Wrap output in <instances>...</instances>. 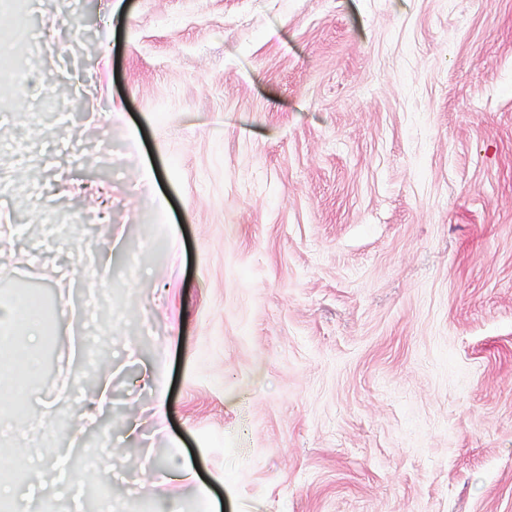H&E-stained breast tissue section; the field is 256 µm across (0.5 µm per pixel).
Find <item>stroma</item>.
I'll return each mask as SVG.
<instances>
[{"label":"stroma","mask_w":512,"mask_h":512,"mask_svg":"<svg viewBox=\"0 0 512 512\" xmlns=\"http://www.w3.org/2000/svg\"><path fill=\"white\" fill-rule=\"evenodd\" d=\"M85 11L13 13L0 299L108 361L48 329L0 467L97 455L124 512H512V0Z\"/></svg>","instance_id":"35a3bbf8"}]
</instances>
